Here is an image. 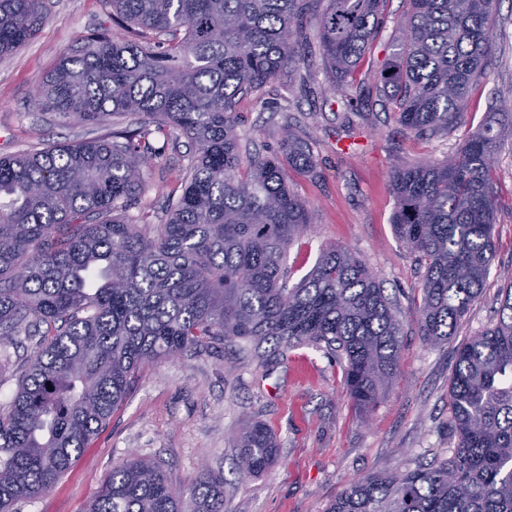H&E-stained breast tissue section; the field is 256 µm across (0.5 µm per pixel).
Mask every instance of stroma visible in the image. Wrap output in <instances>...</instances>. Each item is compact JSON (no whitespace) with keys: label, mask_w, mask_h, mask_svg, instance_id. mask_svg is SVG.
Segmentation results:
<instances>
[{"label":"stroma","mask_w":512,"mask_h":512,"mask_svg":"<svg viewBox=\"0 0 512 512\" xmlns=\"http://www.w3.org/2000/svg\"><path fill=\"white\" fill-rule=\"evenodd\" d=\"M407 0H386L384 25L358 71L372 79L400 36ZM112 26L100 0H49L35 38L0 58V156L36 143L74 142L107 130L65 124L36 110L34 95L47 72L85 37ZM496 51L473 89L462 123L448 134L417 138L388 112L379 95L353 125L328 91L318 67L295 68L240 101L239 132L249 150L277 152L285 125L300 127L312 146L317 172L291 173L290 187L312 212L311 228L288 254L292 282L314 266L325 245L361 255L403 317L400 375L363 415L346 393L344 362L323 349L300 346L283 360L258 362L217 346L147 365L88 448L76 456L56 487L14 512H85L113 467L134 457L157 459L176 493L188 495L202 467L224 474L226 512H327L344 486L372 472L447 455L449 380L454 350L488 327L498 307L503 276L512 274V139H505L494 181L496 257L482 297L446 344L427 346L416 311L423 266L396 237L390 177L399 168L443 160L489 118L512 121V0L495 18ZM189 142L174 135L156 160L139 204L160 206L178 190ZM262 421L279 448L255 477L236 471L235 436L243 421Z\"/></svg>","instance_id":"35a3bbf8"}]
</instances>
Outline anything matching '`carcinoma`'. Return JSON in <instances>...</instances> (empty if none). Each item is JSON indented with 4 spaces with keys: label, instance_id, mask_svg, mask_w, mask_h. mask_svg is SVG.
<instances>
[{
    "label": "carcinoma",
    "instance_id": "obj_1",
    "mask_svg": "<svg viewBox=\"0 0 512 512\" xmlns=\"http://www.w3.org/2000/svg\"><path fill=\"white\" fill-rule=\"evenodd\" d=\"M123 30L90 35L60 59L33 104L103 137L0 156V373L6 347L36 350L0 411V512L49 492L152 362L217 345L259 360L310 345L345 361L349 397L369 411L389 390L403 321L365 260L339 245L288 286V250L311 227L289 171L314 173L288 125L277 153L243 155L239 101L318 59L345 112L360 114L356 72L385 0H101ZM405 36L377 90L421 137L457 126L495 50L500 0H408ZM48 0H0V57L29 42ZM141 117V128L117 118ZM194 145L164 215L129 214L157 137ZM501 131L485 123L453 162L392 175L396 236L424 266L418 327L440 346L479 299L495 256L490 185ZM53 390H48V387ZM451 454L370 473L328 512H512V280L496 320L455 349ZM239 469L264 471L277 444L246 421ZM86 512H224V476L198 473L184 501L159 462L112 469Z\"/></svg>",
    "mask_w": 512,
    "mask_h": 512
}]
</instances>
